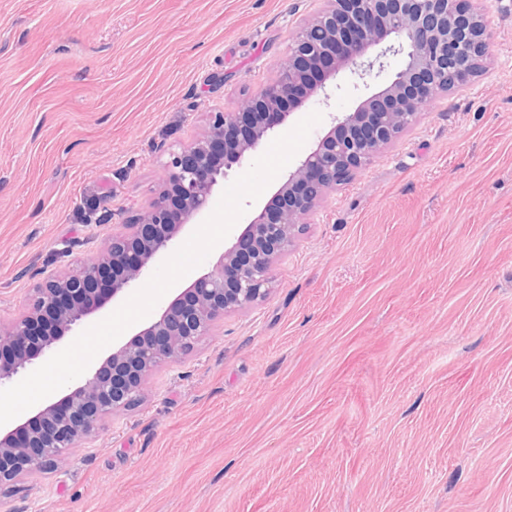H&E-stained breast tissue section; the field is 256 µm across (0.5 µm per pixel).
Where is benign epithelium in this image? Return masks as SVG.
<instances>
[{
    "instance_id": "benign-epithelium-1",
    "label": "benign epithelium",
    "mask_w": 512,
    "mask_h": 512,
    "mask_svg": "<svg viewBox=\"0 0 512 512\" xmlns=\"http://www.w3.org/2000/svg\"><path fill=\"white\" fill-rule=\"evenodd\" d=\"M292 38L275 78L224 112L204 133L170 151L165 178L133 224L112 233L73 273H53L9 319H0V386L41 361L61 340L120 294L141 283L187 224L208 211L216 188L280 130L301 101L342 71L363 79L384 71L389 54L405 65L329 130L283 178L273 199L208 273L182 289L148 326L112 350L92 376L0 434V489L57 467L66 451L97 436L109 418L138 404L148 377L189 354L224 317L265 299L272 267L324 197L405 132L422 107L467 85L486 55L481 0H323Z\"/></svg>"
}]
</instances>
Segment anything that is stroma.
Returning <instances> with one entry per match:
<instances>
[{"label":"stroma","mask_w":512,"mask_h":512,"mask_svg":"<svg viewBox=\"0 0 512 512\" xmlns=\"http://www.w3.org/2000/svg\"><path fill=\"white\" fill-rule=\"evenodd\" d=\"M321 0H0V317L154 197ZM488 63L330 192L144 400L0 512H512V0ZM337 75L288 120L351 112Z\"/></svg>","instance_id":"obj_1"}]
</instances>
